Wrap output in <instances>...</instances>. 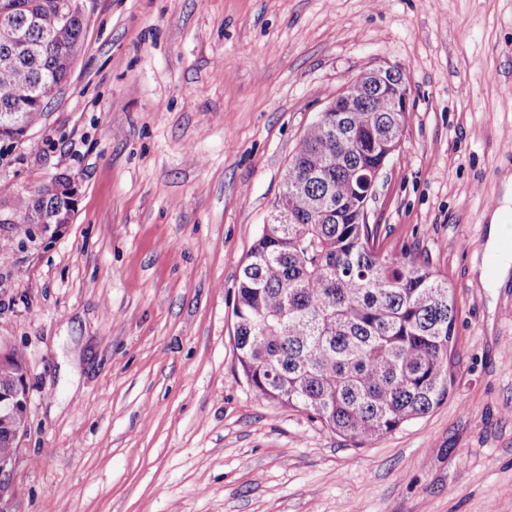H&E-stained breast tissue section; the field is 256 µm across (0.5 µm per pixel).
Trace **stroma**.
Returning a JSON list of instances; mask_svg holds the SVG:
<instances>
[{
	"instance_id": "stroma-1",
	"label": "stroma",
	"mask_w": 512,
	"mask_h": 512,
	"mask_svg": "<svg viewBox=\"0 0 512 512\" xmlns=\"http://www.w3.org/2000/svg\"><path fill=\"white\" fill-rule=\"evenodd\" d=\"M84 41L0 184L80 183L57 231L0 224V352L27 430L7 512H512V277L483 281L512 174V0H80ZM406 68L368 203L380 245L444 273L454 380L362 446L261 401L234 292L307 126Z\"/></svg>"
}]
</instances>
